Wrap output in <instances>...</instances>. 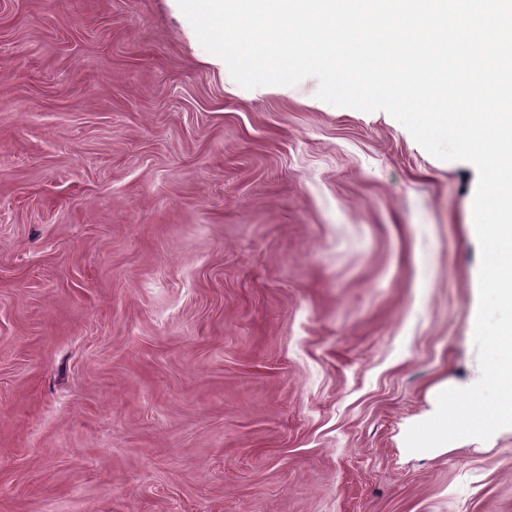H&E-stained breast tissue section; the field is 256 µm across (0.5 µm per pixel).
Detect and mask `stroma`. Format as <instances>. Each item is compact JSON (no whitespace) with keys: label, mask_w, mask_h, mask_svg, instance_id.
<instances>
[{"label":"stroma","mask_w":512,"mask_h":512,"mask_svg":"<svg viewBox=\"0 0 512 512\" xmlns=\"http://www.w3.org/2000/svg\"><path fill=\"white\" fill-rule=\"evenodd\" d=\"M319 81L246 89L177 0H0V512H512L478 174Z\"/></svg>","instance_id":"stroma-1"}]
</instances>
